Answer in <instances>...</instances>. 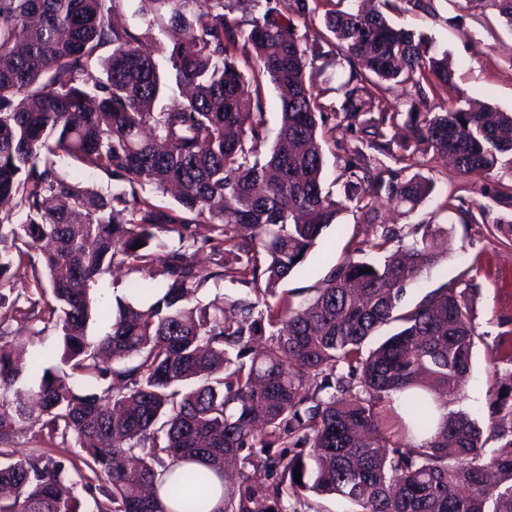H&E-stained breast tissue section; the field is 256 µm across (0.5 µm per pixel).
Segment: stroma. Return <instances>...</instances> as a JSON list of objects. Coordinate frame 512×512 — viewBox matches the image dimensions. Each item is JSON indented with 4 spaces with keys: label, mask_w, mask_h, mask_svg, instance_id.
<instances>
[{
    "label": "stroma",
    "mask_w": 512,
    "mask_h": 512,
    "mask_svg": "<svg viewBox=\"0 0 512 512\" xmlns=\"http://www.w3.org/2000/svg\"><path fill=\"white\" fill-rule=\"evenodd\" d=\"M434 7L431 15L392 11L388 18L394 26L422 35L430 54L448 57L455 69L453 104H479L512 113V30L502 23L494 0H434ZM420 173L431 180V195L409 213L386 209L382 217L385 224L404 234L414 225L427 223L446 233V259L409 287L406 304H415L449 281L476 285L475 325L483 338L474 353L461 407L484 420L488 417V391L495 381L491 358L501 343L512 341V247L492 243L488 229L500 218L512 219V206L494 202L493 182L479 174H460L441 159H432ZM451 199L466 205L482 203L485 214L476 221L463 222L459 213L447 208ZM370 235V227L358 222L353 208L343 209L303 270L288 278L279 294L296 303L309 299L330 268L350 255L352 241ZM32 452L66 462L75 459L79 449L70 439H40L32 427L19 432L11 446L0 449V456Z\"/></svg>",
    "instance_id": "obj_1"
}]
</instances>
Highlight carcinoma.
I'll return each mask as SVG.
<instances>
[{"instance_id": "obj_1", "label": "carcinoma", "mask_w": 512, "mask_h": 512, "mask_svg": "<svg viewBox=\"0 0 512 512\" xmlns=\"http://www.w3.org/2000/svg\"><path fill=\"white\" fill-rule=\"evenodd\" d=\"M320 6L0 0V208L6 220L19 214L12 237L0 235V324L19 318L29 340L54 336L60 363L45 365L38 349L26 362L0 342V444L37 425L80 448L69 466L34 454L1 462L0 512H206L213 475L220 512H305L310 494L349 512H512V381L490 388L484 424L448 410L464 399L481 340L475 289L449 282L403 306L439 263L431 225L406 241L382 224L356 247L376 259L336 263L305 304L268 301L345 203L374 224L378 205L411 212L429 196L425 177L384 164L411 150L391 135L400 119L414 152L449 157L465 175L493 178L512 156V114L390 103L394 85L444 97L455 87L447 57L427 55L378 8L327 9V35L299 34L296 22L308 26ZM143 25L180 38L147 46ZM326 46L349 66L337 108L307 77ZM239 53L253 62L249 78ZM264 78L281 112L268 156ZM340 113L352 144L327 125ZM326 134L341 200L323 187ZM57 158L132 191L172 187L181 211L124 190L106 196L58 171ZM43 242L51 249L37 265ZM203 248L212 269L195 261ZM25 262L52 295L37 308L5 305L9 271ZM124 265L140 279L94 338L89 323L107 316L94 287ZM225 278L247 290L198 299Z\"/></svg>"}]
</instances>
